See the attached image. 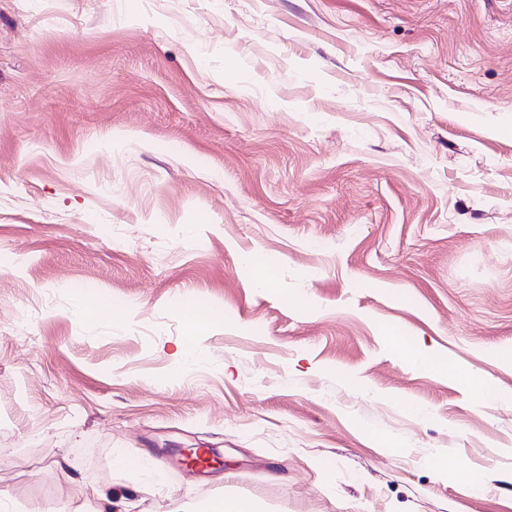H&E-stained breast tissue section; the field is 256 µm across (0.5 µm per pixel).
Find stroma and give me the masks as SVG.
I'll use <instances>...</instances> for the list:
<instances>
[{
	"label": "stroma",
	"instance_id": "35a3bbf8",
	"mask_svg": "<svg viewBox=\"0 0 512 512\" xmlns=\"http://www.w3.org/2000/svg\"><path fill=\"white\" fill-rule=\"evenodd\" d=\"M102 494L512 512V0H0V495ZM393 343L399 349L402 358L404 359L405 364L411 366H417L425 369H435L436 371L448 374V371L454 375L459 381L469 387H473L478 389L479 396L481 400H486L491 398L490 396L495 397V395L490 394L487 389L477 382H475L468 374L459 369L448 368V364H436L434 361L428 356V354L421 347L416 344H410L405 342L399 336H391Z\"/></svg>",
	"mask_w": 512,
	"mask_h": 512
}]
</instances>
